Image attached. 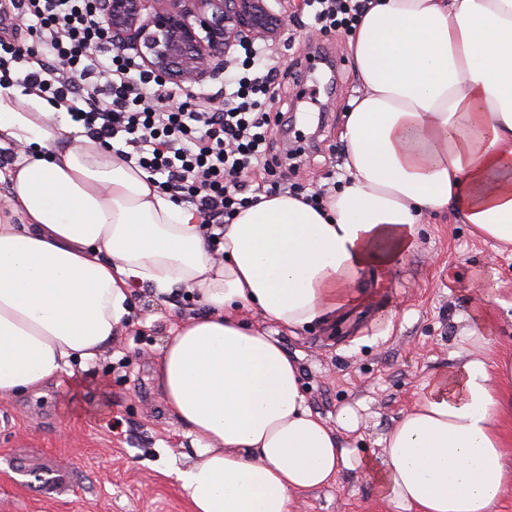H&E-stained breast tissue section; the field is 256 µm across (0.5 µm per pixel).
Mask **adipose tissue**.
<instances>
[{"label":"adipose tissue","instance_id":"ef3b65f1","mask_svg":"<svg viewBox=\"0 0 512 512\" xmlns=\"http://www.w3.org/2000/svg\"><path fill=\"white\" fill-rule=\"evenodd\" d=\"M347 42L362 95L340 133L342 189L319 208L260 197L215 249L197 211L63 107L0 88V148H20L0 216V399L94 360L135 291L180 287L203 311L170 327L154 378L195 447L175 472L191 512H290L356 468L405 512H494L512 358L433 375L378 463L343 444L352 408L332 426L310 409L272 330L364 303V273L397 265L430 215L512 246V0H369Z\"/></svg>","mask_w":512,"mask_h":512}]
</instances>
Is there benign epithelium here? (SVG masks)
<instances>
[{"label":"benign epithelium","instance_id":"7a95c632","mask_svg":"<svg viewBox=\"0 0 512 512\" xmlns=\"http://www.w3.org/2000/svg\"><path fill=\"white\" fill-rule=\"evenodd\" d=\"M278 3L279 12L266 0H105V35L132 68L183 88L219 71L231 45L277 38L288 12Z\"/></svg>","mask_w":512,"mask_h":512}]
</instances>
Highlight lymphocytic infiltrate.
Masks as SVG:
<instances>
[{"instance_id":"f902f5d3","label":"lymphocytic infiltrate","mask_w":512,"mask_h":512,"mask_svg":"<svg viewBox=\"0 0 512 512\" xmlns=\"http://www.w3.org/2000/svg\"><path fill=\"white\" fill-rule=\"evenodd\" d=\"M324 29H352L365 0H309ZM34 28L38 51L0 39V87L49 96L91 137L157 176L158 188L220 228L259 195L288 192L268 112L277 77L271 53L243 45L246 73L224 79V103L175 106L151 72L131 76L125 54L104 33L101 0H0V24Z\"/></svg>"}]
</instances>
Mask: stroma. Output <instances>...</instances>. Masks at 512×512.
Returning a JSON list of instances; mask_svg holds the SVG:
<instances>
[{"label":"stroma","mask_w":512,"mask_h":512,"mask_svg":"<svg viewBox=\"0 0 512 512\" xmlns=\"http://www.w3.org/2000/svg\"><path fill=\"white\" fill-rule=\"evenodd\" d=\"M310 9L293 0L288 21L269 42L279 63L273 111L282 113L279 147L296 131L315 136L292 181L322 187L344 170L340 139L347 103L359 97L345 31L308 27ZM372 299L340 315L332 330L313 325L277 337L297 361L306 401L328 425L353 408L355 454L381 460L390 428L419 399L432 375L469 355H512V248L472 234L447 213L425 218L416 248L389 272L363 279ZM496 340L471 332L483 292ZM131 321L78 377L59 375L35 393L0 400V512H191L170 477L194 449L165 409L153 368L169 326L197 310L194 295L135 293ZM292 512H404L381 500L358 470L294 496Z\"/></svg>","instance_id":"obj_1"}]
</instances>
